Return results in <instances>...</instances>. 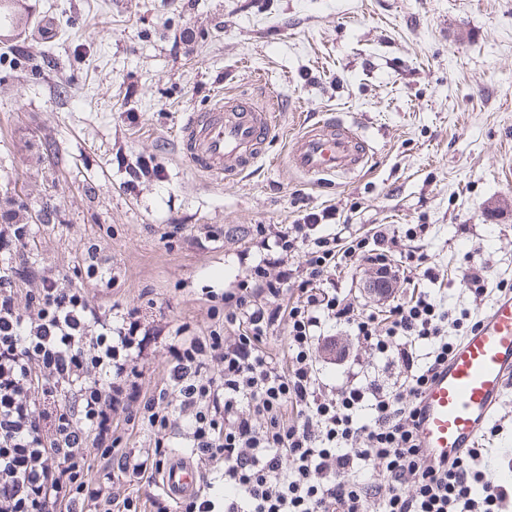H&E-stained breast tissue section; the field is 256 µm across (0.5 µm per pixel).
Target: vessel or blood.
<instances>
[{"instance_id":"vessel-or-blood-1","label":"vessel or blood","mask_w":512,"mask_h":512,"mask_svg":"<svg viewBox=\"0 0 512 512\" xmlns=\"http://www.w3.org/2000/svg\"><path fill=\"white\" fill-rule=\"evenodd\" d=\"M271 126L259 105L226 97L190 113L178 143L191 169L220 177L247 171L261 159ZM290 159L304 174L336 176L365 167L370 153L363 136L334 115L308 126L294 140ZM511 378L512 295H504L458 343L447 368L422 395L418 439L432 461L453 460L473 445ZM200 485L199 467L182 455L169 460L159 481L161 491L177 501L194 496Z\"/></svg>"}]
</instances>
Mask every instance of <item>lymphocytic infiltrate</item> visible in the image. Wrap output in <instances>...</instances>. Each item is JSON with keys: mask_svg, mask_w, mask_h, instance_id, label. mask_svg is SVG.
<instances>
[{"mask_svg": "<svg viewBox=\"0 0 512 512\" xmlns=\"http://www.w3.org/2000/svg\"><path fill=\"white\" fill-rule=\"evenodd\" d=\"M255 232L259 258L234 288L210 295L209 331L179 326L167 377L148 390L137 368L150 334L139 309L101 315L88 288L53 272L25 288L19 259L33 229L0 226V512H169L162 494L118 495L112 476L155 485L177 448L202 470L180 512H512V485L488 477L485 449L435 463L418 443L422 395L448 364L450 333L478 319L424 288L382 318L327 289L353 261L390 273L396 238H313L299 271L288 253L302 225ZM326 318L390 358L399 386L326 391L313 353ZM281 325L282 359L265 348ZM419 341L431 346L422 364ZM124 423L147 428L152 446L125 449Z\"/></svg>", "mask_w": 512, "mask_h": 512, "instance_id": "obj_1", "label": "lymphocytic infiltrate"}]
</instances>
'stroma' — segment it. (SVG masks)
Segmentation results:
<instances>
[{"instance_id":"obj_1","label":"stroma","mask_w":512,"mask_h":512,"mask_svg":"<svg viewBox=\"0 0 512 512\" xmlns=\"http://www.w3.org/2000/svg\"><path fill=\"white\" fill-rule=\"evenodd\" d=\"M37 20L0 40V208L34 227L37 266L85 285L98 246L114 281L95 301L136 307L149 338L142 380L161 382L167 336L207 330L209 291L235 285L258 255L255 227L319 218L316 235L374 231L419 242L439 277L432 294L489 312L460 285L478 272L512 281V0H24ZM275 101L263 160L215 178L186 164L177 141L188 113L218 95ZM340 113L371 147L368 171L313 177L291 165L294 139ZM183 225L180 235L170 233ZM223 235L206 241L210 228ZM361 260L330 277L358 311L409 299L420 280L362 290ZM338 345L343 356L322 350ZM328 388L399 370L323 321L314 345ZM484 440L489 467L512 460V387Z\"/></svg>"}]
</instances>
